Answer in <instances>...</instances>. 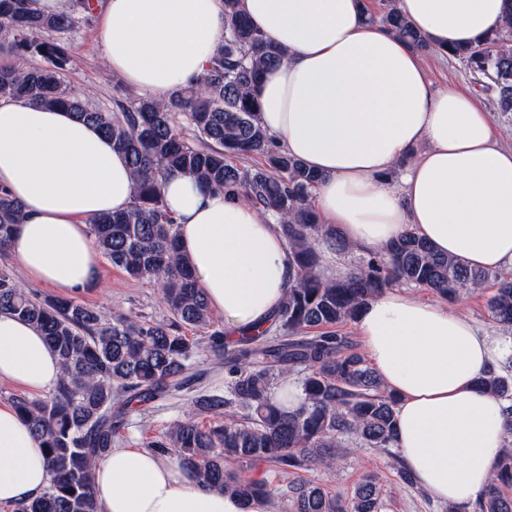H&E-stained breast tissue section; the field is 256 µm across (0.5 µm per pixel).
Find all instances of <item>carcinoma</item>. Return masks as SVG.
I'll return each mask as SVG.
<instances>
[{
  "label": "carcinoma",
  "instance_id": "1",
  "mask_svg": "<svg viewBox=\"0 0 512 512\" xmlns=\"http://www.w3.org/2000/svg\"><path fill=\"white\" fill-rule=\"evenodd\" d=\"M378 23L418 50L429 45L395 8ZM74 16H51L29 0H0V49L18 60L40 57L45 68L0 64V98L64 107L99 128L126 156L134 178V202L119 214L96 218L90 233L97 249L132 279L155 280L170 317L107 314L72 298L40 296L19 287L0 264V309L35 326L56 352L62 376L44 398L17 395L12 404L29 422L43 448L49 484L17 512H99L95 467L118 446L132 412L171 398L191 382L201 348L224 367V390L198 389L191 410L148 446L173 456L204 484L231 491L244 501L269 495L267 485L227 467L233 461L273 463L283 473L336 461L343 438L387 450L396 441V398L374 368L338 327L384 289L407 284L453 299L468 287L494 278L487 303L495 322L512 330V279L469 270L436 254L408 231L385 251L363 261L351 276L329 282L316 272L317 246L351 245L330 224H320L309 197L319 176L291 157L260 122L257 85L265 69L285 53L263 40L239 8L224 0V41L201 82L167 100L116 102L105 112L75 97L63 79L66 45ZM463 61L482 90L494 94L501 111L512 112V14L506 26L483 41L448 50ZM231 156L259 158L246 168ZM173 171L204 186L238 194L278 221L296 267V279L265 325H248L227 340L214 328L212 311L197 288L189 260L180 253L174 219L163 209L161 187ZM23 219L21 204L0 193V256ZM191 328L205 340L185 334ZM295 376L301 404L290 410L275 388ZM512 401V377L497 367L481 380ZM216 421L204 426L200 417ZM293 512H380V487L373 477L341 501L311 482L292 486ZM479 512H512V437L493 463L492 481Z\"/></svg>",
  "mask_w": 512,
  "mask_h": 512
}]
</instances>
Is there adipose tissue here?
Wrapping results in <instances>:
<instances>
[{"mask_svg": "<svg viewBox=\"0 0 512 512\" xmlns=\"http://www.w3.org/2000/svg\"><path fill=\"white\" fill-rule=\"evenodd\" d=\"M262 37L286 52L257 91L264 127L319 174L321 223L365 252L405 230L483 270L512 268V147L487 109L428 80L402 37L368 22L362 0H240ZM409 23L446 53L491 35L506 0H398ZM100 50L114 76L156 99L193 85L224 37V0H104ZM0 189L22 206L8 252L26 278L75 294L98 287L94 219L129 208L121 151L72 112L0 99ZM182 251L229 329L268 319L295 279L273 219L252 203L172 172L162 188ZM371 363L398 396L397 446L416 483L457 506L483 495L512 415L478 383L497 339L447 305L401 290L355 320ZM60 366L29 323L0 310V381L54 387ZM44 453L13 405L0 403V504L45 491ZM101 512H269L265 499L203 486L175 458L116 448L96 466Z\"/></svg>", "mask_w": 512, "mask_h": 512, "instance_id": "obj_1", "label": "adipose tissue"}]
</instances>
